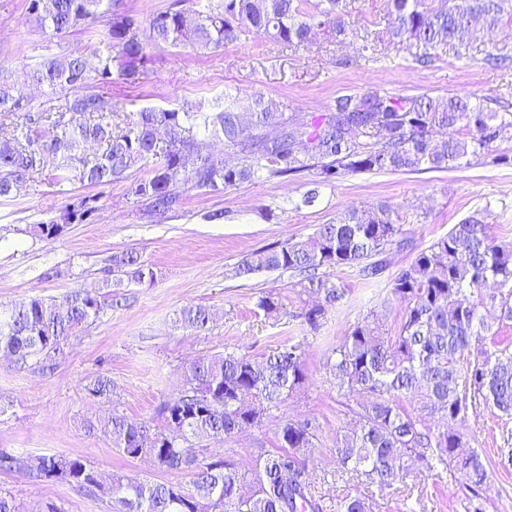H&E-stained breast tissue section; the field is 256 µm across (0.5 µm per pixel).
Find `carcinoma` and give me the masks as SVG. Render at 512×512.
Here are the masks:
<instances>
[{
    "label": "carcinoma",
    "instance_id": "obj_1",
    "mask_svg": "<svg viewBox=\"0 0 512 512\" xmlns=\"http://www.w3.org/2000/svg\"><path fill=\"white\" fill-rule=\"evenodd\" d=\"M418 0H390L388 42L421 50L454 47L475 40L512 9V0H444L439 9L420 11ZM173 0L143 29L124 0H29L49 39L71 30L105 25L98 65L82 57L52 55L36 68L23 67L15 80L47 86L34 104L0 79V201L23 186L126 184L160 222L188 189L220 191L258 172L269 179L314 171L322 182L350 173L448 170L469 164L493 145L512 139V112H497L459 94L392 96L377 89L336 98L333 111L295 119L284 105L259 96L252 121L242 122L232 103L212 110L142 108L112 122L124 103L89 90L112 82L113 70L136 82L148 79L152 45L211 50L236 45L249 34L302 46L314 29L348 35L346 0ZM278 129L279 136L269 130ZM210 132L250 163L228 164L204 154L198 136ZM104 147L94 159L87 147ZM146 176L135 177V170ZM98 197L83 196L65 207L61 221L34 226L45 238L60 236L70 224H85L98 210ZM397 209L381 203L336 216L304 239L256 251L243 272L282 271L316 296L298 317L316 331L349 289L325 270L354 269L363 280L381 278L390 256L413 247L396 223ZM489 225L471 217L417 252L390 280L403 306L394 332L385 329L386 308L371 310L348 328L327 359L349 422L334 451L346 472L380 489L403 481L412 463H426L439 476L458 474L468 494L464 512H483L482 491L490 469L512 466V431H502L498 460L470 446L464 431L469 411L485 404L512 419V345L492 332L489 316L512 321V241H497ZM108 272L137 284L154 277L133 251L115 254ZM266 315L283 309L280 296L259 297ZM105 296L74 289L61 299L23 298L0 310V356L17 365L42 364L60 351L82 325L95 321ZM209 308L187 305L176 323L201 331ZM187 389L164 401V426L113 416L98 429L130 458H149L161 470L184 471L193 490L162 482H132L101 472L71 456L17 455L0 449V471L61 480L91 496L115 503L118 512H370L360 494L328 503L317 495L309 469L320 422L286 419L276 431L277 451L260 453L241 468L230 456L208 454L202 442L222 443L245 428H262L308 379L302 344L290 336L259 360L249 353L203 356L185 371ZM89 399L112 400V379L97 375L84 386Z\"/></svg>",
    "mask_w": 512,
    "mask_h": 512
}]
</instances>
